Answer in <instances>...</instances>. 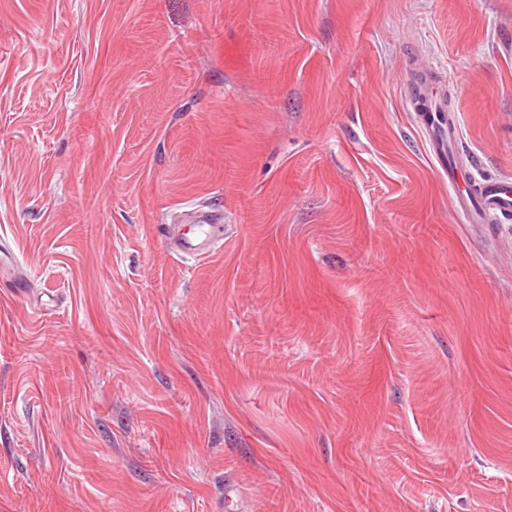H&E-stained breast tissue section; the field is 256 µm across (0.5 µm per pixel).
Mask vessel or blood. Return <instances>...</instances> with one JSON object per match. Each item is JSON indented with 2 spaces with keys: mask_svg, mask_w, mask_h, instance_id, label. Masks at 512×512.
Segmentation results:
<instances>
[{
  "mask_svg": "<svg viewBox=\"0 0 512 512\" xmlns=\"http://www.w3.org/2000/svg\"><path fill=\"white\" fill-rule=\"evenodd\" d=\"M425 82H413L412 99L420 103L418 119L430 146V155L437 171L447 177L453 205L461 221L466 224H483L495 216H512V182L489 179L474 185H464V173L450 160L457 142L459 129L456 121L448 117L446 103L437 96L434 70L424 67ZM190 221L195 226L193 236L181 237L176 248L179 253L202 256L211 241V229L217 218L213 213L191 210Z\"/></svg>",
  "mask_w": 512,
  "mask_h": 512,
  "instance_id": "1",
  "label": "vessel or blood"
}]
</instances>
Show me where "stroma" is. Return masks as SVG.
Instances as JSON below:
<instances>
[{"label": "stroma", "instance_id": "35a3bbf8", "mask_svg": "<svg viewBox=\"0 0 512 512\" xmlns=\"http://www.w3.org/2000/svg\"><path fill=\"white\" fill-rule=\"evenodd\" d=\"M424 60L512 179V0H0V512H512V220ZM418 73L431 78L425 84H421L418 80L410 83L411 102L414 112H418L419 123L428 137L430 155L435 167L441 175L448 178V190L457 215L465 224H486L494 216H512V182L510 180L489 179L473 186H461L464 182V172L450 160L459 134L456 121L448 116L450 95L446 94L447 105L437 96L434 90L435 72L431 66L422 68ZM413 101L421 104L423 107L421 112L415 108ZM441 113L443 120L439 117ZM190 213V222L195 224V233L192 237H181L176 243L177 251L186 255H205L208 251L213 223H218V219L213 212H203L201 209L186 211Z\"/></svg>", "mask_w": 512, "mask_h": 512}]
</instances>
